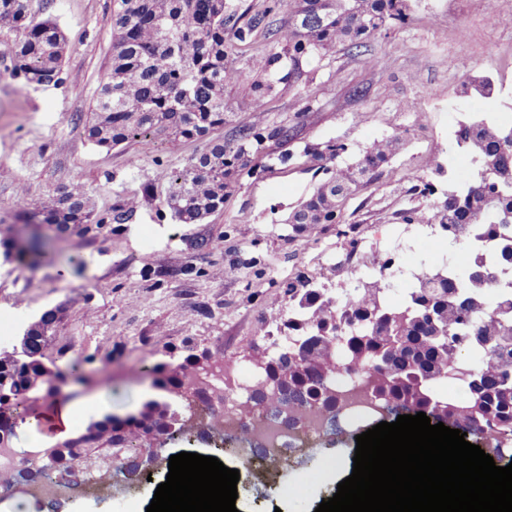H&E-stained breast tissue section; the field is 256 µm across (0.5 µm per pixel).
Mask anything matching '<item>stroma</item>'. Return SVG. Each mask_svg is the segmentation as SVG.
Here are the masks:
<instances>
[{
  "label": "stroma",
  "instance_id": "obj_1",
  "mask_svg": "<svg viewBox=\"0 0 512 512\" xmlns=\"http://www.w3.org/2000/svg\"><path fill=\"white\" fill-rule=\"evenodd\" d=\"M407 3L408 22L382 29L368 52L340 46L303 62L302 77L281 83L266 112L227 113L223 127L201 140L132 141L109 151L81 129L108 72L112 0H26L31 18L56 22L66 47L61 80L24 91L12 77L16 34L0 24V231H20L22 188L37 202L81 183L105 218L123 198L139 201L126 223L98 232L43 228L54 244L46 257L0 266V309L21 302L37 317L54 311L44 353L86 375L59 397L75 413L69 428L46 432V446L77 439L105 417L138 414L151 386L145 370L155 363L203 352L214 364L246 366L250 352L272 348L263 328L284 321L289 282L330 280L332 261L347 255L391 257L388 231L422 234L398 215L428 203V161L447 158L467 116L462 81L493 79L499 93L490 111L512 104V0ZM491 4L502 18L496 25L487 20ZM256 121L285 132L270 142L269 158L242 170L223 209L203 223L172 219L163 202L173 176L209 143L232 141ZM392 136V158L344 200L339 223L289 224L325 179L329 146L341 147L335 163L345 166ZM366 429L343 423L273 481L240 477L238 512H315L350 476L355 437ZM166 477L162 470L122 494L64 500L55 512H146Z\"/></svg>",
  "mask_w": 512,
  "mask_h": 512
}]
</instances>
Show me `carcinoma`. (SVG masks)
<instances>
[{
  "label": "carcinoma",
  "instance_id": "cac0c4a2",
  "mask_svg": "<svg viewBox=\"0 0 512 512\" xmlns=\"http://www.w3.org/2000/svg\"><path fill=\"white\" fill-rule=\"evenodd\" d=\"M288 10V23L276 29L266 18L281 8ZM226 0H113L112 53L107 79L100 87L97 104L83 127L96 146L108 150L140 138L169 141L200 140L224 126V113L236 108L265 111L276 87L293 75L302 60L322 59L338 44H348L358 53L368 51L367 39L388 25L406 23L405 0H271L233 31L238 44L252 43L258 35L267 39L268 50L245 59L238 68L228 61L224 38ZM0 22L18 33L13 55V74L25 86L55 83L62 74L65 40L49 19L29 18L24 0H0ZM287 75H282V72ZM255 74L246 101L224 97L226 86L245 73ZM464 93L491 100L494 82L486 77H468ZM512 129L497 121L491 112H474L458 122L448 150V164L433 161L430 170L448 175V190L438 199L439 207L408 209L400 218L405 224L421 223L422 212L431 214L446 239L457 242L471 234L499 244L494 258L497 267L512 273V150L502 146V132ZM281 129L252 123L239 130L234 142L211 144L191 158L172 180L165 206L182 224H198L224 208L238 171L265 150L266 142ZM395 138L374 141L354 165L338 167L318 185L289 218L291 224H336L342 201L360 179L377 175L388 162ZM469 157L471 168L464 177L453 167V153ZM129 196L112 208L111 222L123 224L136 208ZM24 223L62 227L72 224L86 231L101 228L105 218L89 206L87 193L73 183L39 203L19 202ZM4 256L17 262L44 253L50 243L38 240L24 249L3 238ZM489 288H511L487 272L486 261L474 263L456 274L455 285L436 289L428 272L415 277L407 302L399 307L385 304V286L379 280L360 290L350 310L320 299L313 277H303L288 286L290 299H298L303 314L288 320V336L305 350L302 362L293 363L292 347H285L268 360L267 374L280 392L310 406L313 382L333 367L328 343L341 336L347 345L349 364L366 380L367 392L418 409L428 406L424 397L448 407V418L462 417L469 424L486 427L494 435H512V295L504 293L495 307L486 308ZM55 319L45 313L27 330L24 355L0 353V389L24 405L36 392L31 375H41L49 366L43 348ZM399 328L406 341L392 345L387 336ZM475 337L492 354L470 376L468 396L461 404L437 398L432 382L418 390V375L448 370L456 348ZM161 402L152 400L126 424L140 431L164 425Z\"/></svg>",
  "mask_w": 512,
  "mask_h": 512
}]
</instances>
